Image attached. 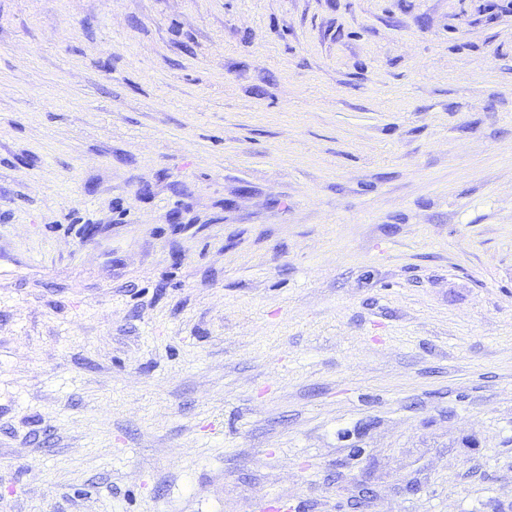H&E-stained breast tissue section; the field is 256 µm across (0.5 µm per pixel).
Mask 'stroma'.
<instances>
[{
    "mask_svg": "<svg viewBox=\"0 0 512 512\" xmlns=\"http://www.w3.org/2000/svg\"><path fill=\"white\" fill-rule=\"evenodd\" d=\"M512 512V0H0V512Z\"/></svg>",
    "mask_w": 512,
    "mask_h": 512,
    "instance_id": "1",
    "label": "stroma"
}]
</instances>
